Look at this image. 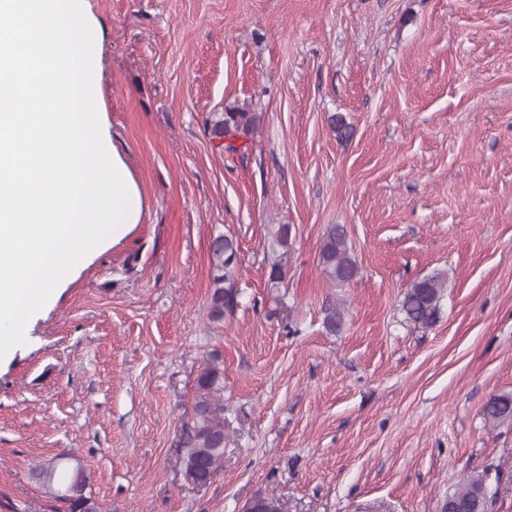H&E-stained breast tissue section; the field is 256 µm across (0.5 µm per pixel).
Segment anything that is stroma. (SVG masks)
<instances>
[{
	"label": "stroma",
	"instance_id": "1",
	"mask_svg": "<svg viewBox=\"0 0 512 512\" xmlns=\"http://www.w3.org/2000/svg\"><path fill=\"white\" fill-rule=\"evenodd\" d=\"M86 4L140 216L0 359V512H56L34 474L55 457L107 512H244L270 494L282 512H441L483 472L487 512H512V419L484 416L512 394V0ZM233 107L263 124L228 154L206 122ZM332 224L358 264L343 287L319 263ZM219 234L239 244L240 297L214 322ZM433 272L448 288L421 328L400 304ZM214 351L226 448L201 486L184 426ZM290 225H278L274 234V245L281 248L282 252L273 256L269 263L268 285L269 288H280L284 283L287 268L288 239Z\"/></svg>",
	"mask_w": 512,
	"mask_h": 512
}]
</instances>
